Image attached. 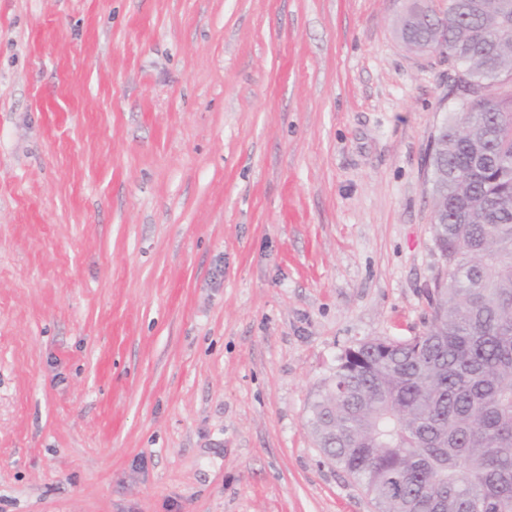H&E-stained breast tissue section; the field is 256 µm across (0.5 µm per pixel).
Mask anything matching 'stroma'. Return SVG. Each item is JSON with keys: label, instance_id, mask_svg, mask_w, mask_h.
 <instances>
[{"label": "stroma", "instance_id": "stroma-1", "mask_svg": "<svg viewBox=\"0 0 512 512\" xmlns=\"http://www.w3.org/2000/svg\"><path fill=\"white\" fill-rule=\"evenodd\" d=\"M410 3L0 0V512H373L308 417L445 272Z\"/></svg>", "mask_w": 512, "mask_h": 512}]
</instances>
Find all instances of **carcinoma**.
Wrapping results in <instances>:
<instances>
[{"mask_svg":"<svg viewBox=\"0 0 512 512\" xmlns=\"http://www.w3.org/2000/svg\"><path fill=\"white\" fill-rule=\"evenodd\" d=\"M448 10L453 85L491 94L449 115L433 158L444 283L424 331L344 349L310 404L318 447L379 512H512V0ZM401 30L425 40L411 14Z\"/></svg>","mask_w":512,"mask_h":512,"instance_id":"cac0c4a2","label":"carcinoma"}]
</instances>
